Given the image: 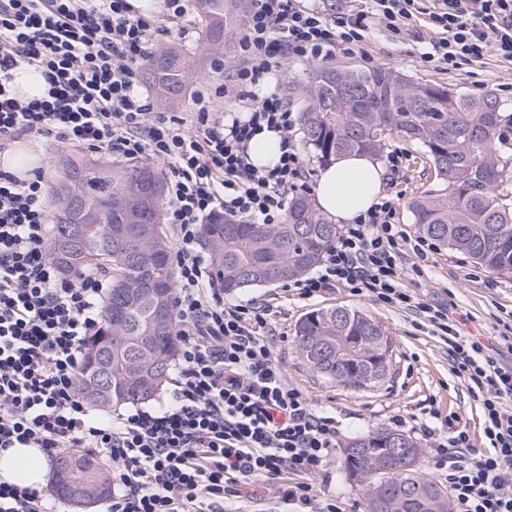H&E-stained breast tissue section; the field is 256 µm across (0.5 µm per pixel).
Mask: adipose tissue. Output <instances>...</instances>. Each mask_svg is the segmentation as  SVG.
I'll return each mask as SVG.
<instances>
[{
    "label": "adipose tissue",
    "instance_id": "obj_1",
    "mask_svg": "<svg viewBox=\"0 0 512 512\" xmlns=\"http://www.w3.org/2000/svg\"><path fill=\"white\" fill-rule=\"evenodd\" d=\"M383 170L373 158L363 154L341 155L321 171L316 199L333 219L350 222L377 202L382 191ZM50 462L39 448L0 450V482L21 488L45 484Z\"/></svg>",
    "mask_w": 512,
    "mask_h": 512
}]
</instances>
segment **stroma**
I'll list each match as a JSON object with an SVG mask.
<instances>
[{
    "label": "stroma",
    "instance_id": "1",
    "mask_svg": "<svg viewBox=\"0 0 512 512\" xmlns=\"http://www.w3.org/2000/svg\"><path fill=\"white\" fill-rule=\"evenodd\" d=\"M424 25L394 33L374 25L368 31L365 55L342 52L327 63L354 70L394 69L415 80L450 86L480 95L491 91L512 102V64L490 55L445 73L424 65ZM387 152H398L403 171L393 184L398 193L399 221L409 235L417 230L410 201L429 189L439 188L435 171L421 145L400 137L390 138ZM474 263L464 253L440 248L430 256L422 278H405L403 285L421 298L443 304L448 315L466 331L489 343L503 330L502 319L512 311V278L487 271L474 274ZM238 300L273 304L271 345L288 381L304 392L316 408L335 417L341 439L376 428L397 429L429 448L430 438L446 434L450 417L467 423L472 434L482 432L479 401L450 372L448 349L415 314L376 303L364 296L336 288L311 301L293 299L284 285L248 288ZM359 310L378 321L391 343L389 371L371 387L352 390L311 371L295 343L297 322L307 313L329 307Z\"/></svg>",
    "mask_w": 512,
    "mask_h": 512
}]
</instances>
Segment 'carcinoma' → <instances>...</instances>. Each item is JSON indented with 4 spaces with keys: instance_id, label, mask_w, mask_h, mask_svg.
Segmentation results:
<instances>
[{
    "instance_id": "1",
    "label": "carcinoma",
    "mask_w": 512,
    "mask_h": 512,
    "mask_svg": "<svg viewBox=\"0 0 512 512\" xmlns=\"http://www.w3.org/2000/svg\"><path fill=\"white\" fill-rule=\"evenodd\" d=\"M203 36L192 51L170 46L153 54L142 72L159 100L182 95L203 61L237 39L251 0H195ZM301 112L304 148L326 164L345 153L379 154L391 137L425 149L442 188L410 202L418 233L436 245L460 251L492 273L512 277V103L494 93L471 96L456 89L414 81L392 70L359 71L336 67L310 70ZM58 176L50 186L53 214L49 250L56 267L75 278L90 268L112 277L103 320L90 337L77 376L87 397L108 351L106 381L112 401L92 406L143 403L167 380L179 346L173 307L176 271L172 244L162 222L164 184L157 165L91 161L58 155ZM79 203L72 221L85 232L75 248L57 255L56 242L68 225L58 206ZM337 228L306 194L289 198L281 224H253L222 211L200 225L199 241L212 260L220 288L234 295L245 288L293 280L315 268L336 239ZM166 325L156 327L159 304ZM301 357L312 371L337 383L364 389L374 373L389 365L391 341L368 315L344 307L314 310L296 327ZM393 434L418 458L411 437L376 429L351 438L348 448L371 454ZM67 457L109 482L97 457L73 451ZM344 473L364 498L365 512H438L448 505V489L415 467L386 469L377 461L345 454Z\"/></svg>"
}]
</instances>
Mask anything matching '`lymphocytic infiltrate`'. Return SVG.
Masks as SVG:
<instances>
[{"instance_id":"1","label":"lymphocytic infiltrate","mask_w":512,"mask_h":512,"mask_svg":"<svg viewBox=\"0 0 512 512\" xmlns=\"http://www.w3.org/2000/svg\"><path fill=\"white\" fill-rule=\"evenodd\" d=\"M164 4L146 17L131 0H0V153L39 138L164 165L179 339L166 403L94 419L76 376L102 321L107 282L97 271L59 276L42 172L23 180L0 170V449L83 450L111 460L122 487L111 512H224L225 497L274 481L289 512H341L338 496H321L316 485L339 446L336 420L285 378L267 336L271 307L225 301L197 246L199 226L219 210L283 223L289 193L307 189L296 113L279 92L255 94L283 61L362 50L373 18L394 32L427 20L430 49L421 60L437 71L491 54L512 63V0H370L369 10L333 17L314 0H253L230 81L202 82L185 117L157 111L142 86L154 45L191 36V0ZM23 67L41 71L47 98L15 94ZM228 98L242 111L225 114ZM264 128L284 148L270 170L248 155ZM398 206L388 193L341 225L319 268L291 286L302 299L347 287L429 323L454 376L480 402L482 439L452 427L434 441L428 464L453 512H512V363L462 334L447 309L402 288L405 277H423L436 245L407 236ZM55 509L48 490L0 482V512Z\"/></svg>"}]
</instances>
